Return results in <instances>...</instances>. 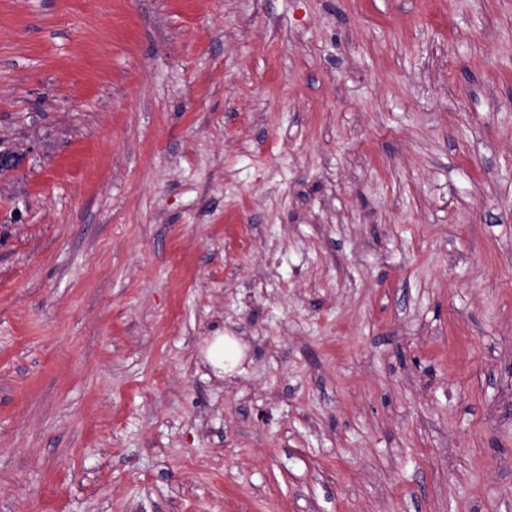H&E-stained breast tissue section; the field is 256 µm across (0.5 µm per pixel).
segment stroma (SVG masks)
Segmentation results:
<instances>
[{"instance_id": "obj_1", "label": "stroma", "mask_w": 512, "mask_h": 512, "mask_svg": "<svg viewBox=\"0 0 512 512\" xmlns=\"http://www.w3.org/2000/svg\"><path fill=\"white\" fill-rule=\"evenodd\" d=\"M1 151L0 512H512V0H0Z\"/></svg>"}]
</instances>
